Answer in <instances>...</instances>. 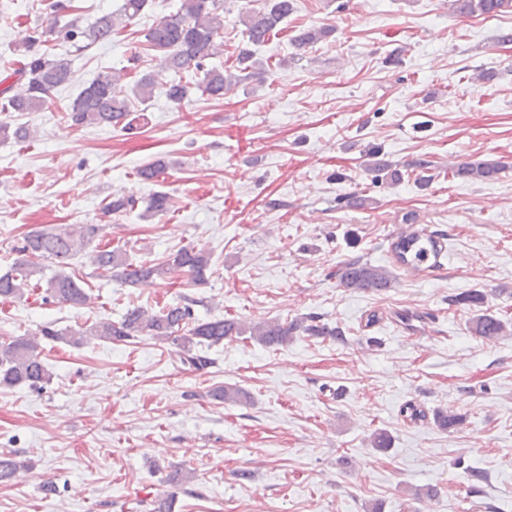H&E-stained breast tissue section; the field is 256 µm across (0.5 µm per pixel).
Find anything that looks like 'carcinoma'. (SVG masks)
Wrapping results in <instances>:
<instances>
[{"mask_svg":"<svg viewBox=\"0 0 512 512\" xmlns=\"http://www.w3.org/2000/svg\"><path fill=\"white\" fill-rule=\"evenodd\" d=\"M150 0H123L120 9L100 15L86 26L78 18L61 22V18L73 11V5L62 0H50L46 10L49 15L47 27H32L24 31L20 41L25 62L16 69L0 72L1 112H35L44 108L52 92L74 81L71 60L50 51L49 39L71 44L77 50H87L98 43L112 40L134 17L140 15ZM453 12L459 16L491 15L512 10V0H450ZM295 11V0H264L258 9L244 8L238 16L242 25V41L235 57V64L224 69L210 65L212 59L224 52V0H181L179 8L158 18L144 35L146 50L161 54V70L170 74L165 82L158 81L152 71L135 72L132 96L121 95L117 84L124 75L119 72H102L83 83L82 89L70 102L68 119L75 126L108 125L130 130L133 128L132 100L145 103L161 92L169 101L180 104L191 93L199 92L214 100H221L233 87L262 75L263 64L256 58L255 48L271 35L284 29L288 17ZM330 25H311L298 30L291 44L303 51L332 36ZM195 69L202 73L197 83L183 81L182 73ZM13 137L16 141L36 138V131L19 125L11 127L0 122V138ZM381 151L373 147L369 156L373 162L369 169L375 172V180L385 178L400 182L405 172L380 158ZM167 163L161 159L143 164L137 176L144 181L157 180ZM498 162L463 163L452 169V175L462 178L493 180L502 172ZM136 201L132 198H115L105 207V213L125 214L132 211ZM172 197L166 192L154 193L147 203L145 214L164 217L173 209ZM103 229L97 224H68L60 228L33 231L24 236L16 247L20 254L5 272L0 273V299H22L30 280L39 272L40 261H48L57 267V272L46 282L45 297L61 303L80 307L85 305L88 294L80 279L65 272L70 260L86 252L93 239ZM391 251L398 264L412 270L429 257H438L444 247L440 237L424 230L400 235L391 243ZM95 270L125 286H136L150 279H163L171 274L186 271L195 284H204L212 274L211 253L203 249L181 248L167 259L155 262L143 260L137 264L129 261L125 251L119 248L101 247L89 253ZM393 275L383 266H375L354 258L345 262L340 273V284L348 290L382 292L392 286ZM486 294L472 291L449 299L452 304H465L477 308L484 304ZM196 300L168 305L158 311L134 307L127 311L119 322L99 320L78 328L56 329L50 325L41 327L28 336L0 337V388L9 389L26 385L41 389L48 383L51 374L43 359L41 342H63L77 347L88 336L102 341H131L147 336L178 349L179 360L185 367L203 371L212 360L195 349L211 348L233 336L249 335L261 345L273 348L284 346L298 333L310 337H332L344 341V333L338 327H330L316 316L288 321H271L247 324L224 316L201 320L194 315ZM509 319L489 312L475 315L470 322V331L484 339H494L508 332ZM211 396L224 402H243L249 394L234 387L217 386ZM442 430H455L461 423L459 414L439 411L434 417ZM22 468L18 453L0 452V485L14 481Z\"/></svg>","mask_w":512,"mask_h":512,"instance_id":"cac0c4a2","label":"carcinoma"}]
</instances>
